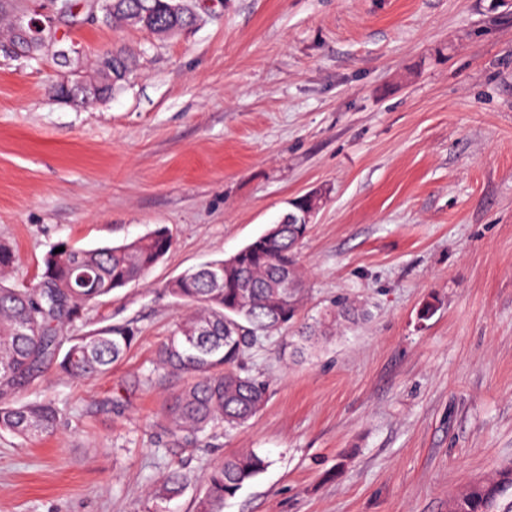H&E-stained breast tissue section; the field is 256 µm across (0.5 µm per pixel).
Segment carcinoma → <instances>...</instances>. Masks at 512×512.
<instances>
[{
    "label": "carcinoma",
    "mask_w": 512,
    "mask_h": 512,
    "mask_svg": "<svg viewBox=\"0 0 512 512\" xmlns=\"http://www.w3.org/2000/svg\"><path fill=\"white\" fill-rule=\"evenodd\" d=\"M11 2L9 29L0 45L15 42L17 22L28 13L27 0ZM99 23L132 26L164 36L191 26L196 14L189 0H102ZM137 61L124 48L99 54L93 75L83 76V63L69 86L57 83V95L80 105L106 99L121 89ZM308 225L290 224L288 216L227 259L189 269L169 281L175 302L189 308L159 349L160 364L190 375L188 383L165 409L175 442L193 445L208 432L232 433L246 426L264 408L269 385L235 367L243 351L260 337L294 321L301 300L297 251ZM173 239L159 227L118 246L49 252L44 271L32 288L5 284L16 262L13 246L0 240V431L28 439L51 436L62 412L50 400L17 403L23 388L47 364L73 378L108 372L136 340L126 325H106L72 336L64 326L83 319L97 298L123 288L155 267L170 251ZM356 309L340 303L326 310L301 334L302 346L318 339L339 319H355ZM269 464L254 450L227 457L207 476L198 512H223L224 501L259 476ZM189 475L172 466L155 490L161 498L182 492ZM460 512H512V471L472 486L455 499Z\"/></svg>",
    "instance_id": "1"
}]
</instances>
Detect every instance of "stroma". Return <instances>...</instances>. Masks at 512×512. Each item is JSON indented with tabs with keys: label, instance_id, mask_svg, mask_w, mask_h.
Wrapping results in <instances>:
<instances>
[{
	"label": "stroma",
	"instance_id": "35a3bbf8",
	"mask_svg": "<svg viewBox=\"0 0 512 512\" xmlns=\"http://www.w3.org/2000/svg\"><path fill=\"white\" fill-rule=\"evenodd\" d=\"M71 36L139 67L76 106L55 57H0L8 283L32 287L63 242L164 225L173 246L64 330L133 327L123 360L88 380L49 365L15 394L64 418L49 437L0 433V512H196L208 471L245 450L270 464L223 512H448L512 466V0H199L168 36ZM307 194L300 314L238 362L269 381L265 407L175 444L162 413L188 378L158 362L183 313L167 283ZM343 298L363 319L298 353L300 324ZM173 465L191 483L155 497Z\"/></svg>",
	"mask_w": 512,
	"mask_h": 512
}]
</instances>
